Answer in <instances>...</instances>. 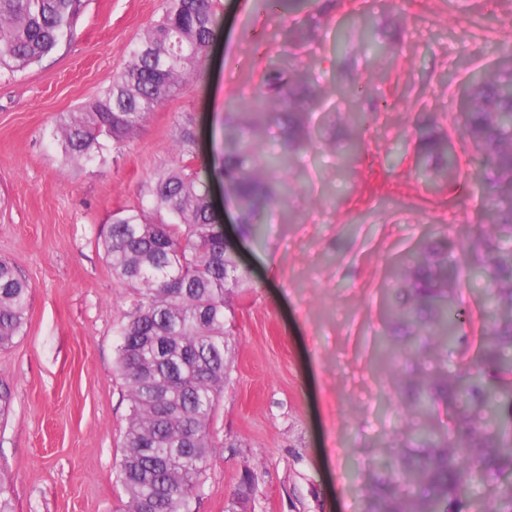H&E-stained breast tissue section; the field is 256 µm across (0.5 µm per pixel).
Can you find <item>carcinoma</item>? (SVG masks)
<instances>
[{
  "instance_id": "carcinoma-1",
  "label": "carcinoma",
  "mask_w": 512,
  "mask_h": 512,
  "mask_svg": "<svg viewBox=\"0 0 512 512\" xmlns=\"http://www.w3.org/2000/svg\"><path fill=\"white\" fill-rule=\"evenodd\" d=\"M219 0H162V11L125 48L126 64L99 93L59 118L53 130L67 165L109 162L155 109L204 63L216 37ZM85 0H0V75L13 76L75 33ZM317 98L288 62L272 59L249 112L224 106V166L203 164L191 120L177 123L175 163L158 172L147 203L112 214L105 255L134 290L119 326L116 367L127 384L129 425L119 480L124 512H190L215 441L210 431L230 361L225 324L230 293L248 280L224 249L210 201L213 177L237 203L242 233L256 236L298 187L282 173L311 143L306 116ZM292 117L280 149L263 145L271 115ZM474 152L471 173L490 180L493 216L472 267L489 283L479 313L459 294L461 273L421 247L403 262L412 304L389 306L411 340L385 342L391 400L401 409L402 442L383 449L387 475L371 487L367 512H449L474 482L490 483L491 505L512 512V50L476 76L455 121ZM417 164L437 157L457 172L446 134L426 132ZM31 285L0 260V348L24 330ZM480 322L478 349L470 330ZM456 419L458 427L443 421Z\"/></svg>"
}]
</instances>
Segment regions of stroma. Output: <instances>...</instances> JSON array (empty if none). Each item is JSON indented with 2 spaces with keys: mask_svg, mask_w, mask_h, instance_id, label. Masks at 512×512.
I'll return each mask as SVG.
<instances>
[{
  "mask_svg": "<svg viewBox=\"0 0 512 512\" xmlns=\"http://www.w3.org/2000/svg\"><path fill=\"white\" fill-rule=\"evenodd\" d=\"M161 0H89L72 40L0 77V258L32 287L24 333L0 350V474L15 512H119L129 401L116 369L119 323L133 293L112 274L103 241L114 211L139 204L175 161L189 116L199 154L224 157V103L249 109L270 57L309 66L319 102L313 144L293 169L301 188L287 218L257 237L213 182L223 229L246 287L232 299L229 379L211 424L216 448L192 512H362L378 445L397 443L401 417L379 406L374 343L389 333L391 265L418 245L452 240L467 266L491 217L485 183L415 165L418 132L454 134L460 94L512 40L501 0H309L297 13L268 0H220L224 35L193 80L160 105L114 162L65 165L58 117L94 97L125 63V47ZM389 54L375 55L360 30ZM361 89L380 105L361 126L348 114ZM362 144L348 170L349 139Z\"/></svg>",
  "mask_w": 512,
  "mask_h": 512,
  "instance_id": "stroma-1",
  "label": "stroma"
}]
</instances>
